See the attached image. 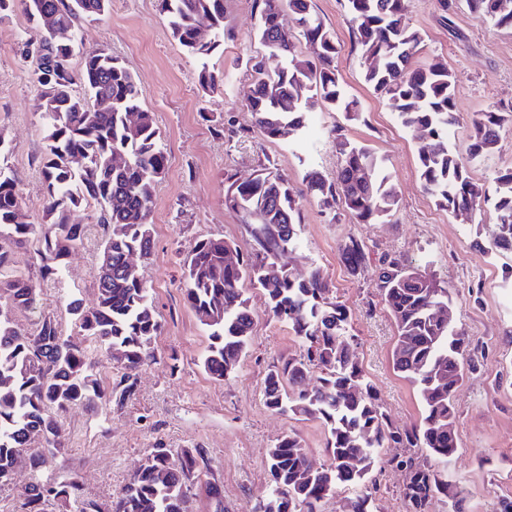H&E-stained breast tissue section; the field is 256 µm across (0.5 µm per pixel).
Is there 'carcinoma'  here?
I'll return each mask as SVG.
<instances>
[{"label": "carcinoma", "mask_w": 512, "mask_h": 512, "mask_svg": "<svg viewBox=\"0 0 512 512\" xmlns=\"http://www.w3.org/2000/svg\"><path fill=\"white\" fill-rule=\"evenodd\" d=\"M24 5L32 34L22 40L21 57L34 66L40 89V117L48 129L42 174L46 189L44 221L36 224L22 209L18 181L0 163V239L16 245L34 239L44 246L40 275H59L65 259L84 242L85 226L71 224L73 207L92 201L101 228L97 303L85 308L68 303L82 335L124 370L123 385L104 387L86 349L64 336L56 317L44 313L28 333L12 316L36 307L38 289L15 265L13 253L0 246V487L12 483L16 469L38 471L63 452L60 416L69 408L104 402L124 405L134 394L136 371L154 360V341L162 325L150 289L139 271L127 265L132 254L153 249L150 214L153 190L167 170L157 141L153 115L142 108L143 92L133 73L112 53L96 48L82 53L81 67L70 65L71 47L41 38L48 28H67L77 37L78 23L104 15L110 0H0V19ZM469 9L500 27L512 28V0H465ZM172 37L187 53L203 58L224 42V0H159ZM255 38L262 53L248 59L254 87L247 100L255 127L271 141L298 134L305 116L321 106L342 112L349 121L361 114L339 78L340 45L334 32L311 10L310 0H253ZM355 44L363 59L364 80L383 96L401 124L422 142L418 165L424 189L455 216L473 219L494 214L493 245L512 251V168L499 171L493 184L474 180L448 145V128L457 121L454 78L437 66L412 69L420 33L405 21L403 0H347ZM296 16L299 37L316 45L309 60L281 28L284 11ZM210 30L203 40L198 30ZM279 59V71H263L267 56ZM108 106L98 105L99 100ZM512 123V105H493L472 121L468 154L490 158L501 130ZM341 158L336 176L314 169L303 177L307 196L326 209L347 210L358 224L388 217L398 195L384 173L383 161L366 145L336 137ZM224 202L250 233L252 256L243 260L224 238L199 241L184 260V300L207 332L202 365L216 380L232 374L245 354L253 329V312L244 282L263 291L269 315L288 325L302 351L271 366L265 378V404L288 416L321 421L327 428L330 463L314 468L298 437L288 433L268 451L271 492L252 512H322L326 499L341 487L373 479L381 450L401 448L391 466L405 473L402 496L407 512H426L442 494L456 508L458 491L445 467L457 452L453 392L465 370L477 368L470 340L448 321L450 288L399 255H382L372 270L378 295L397 329L393 368L416 389L423 408L419 425L393 426L365 379L349 334L351 309L328 297L318 269L294 277L277 262L294 251L301 238L300 196L288 180L268 168L248 181L225 178ZM355 275L368 270L365 246L355 238L341 245ZM313 368L323 376L317 385L302 382ZM292 386L287 390L286 386ZM418 448L422 457L415 456ZM202 448L150 449L110 512H192L190 484L209 470ZM22 512H44L52 500L75 504L77 512H102L84 495L69 471L51 483L38 479L22 488ZM344 512H376L369 494L347 500Z\"/></svg>", "instance_id": "carcinoma-1"}]
</instances>
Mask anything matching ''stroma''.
Here are the masks:
<instances>
[{
	"label": "stroma",
	"mask_w": 512,
	"mask_h": 512,
	"mask_svg": "<svg viewBox=\"0 0 512 512\" xmlns=\"http://www.w3.org/2000/svg\"><path fill=\"white\" fill-rule=\"evenodd\" d=\"M312 7L341 45L340 80L362 112L348 121L334 108L316 110L297 136L274 142L245 108L252 90L246 61L261 50L254 37L253 0H224L230 36L204 62L174 41L158 0H111L100 19L81 21L82 50L108 48L136 76L142 106L154 115L168 159L153 196L155 247L136 260L164 329L154 342V361L139 371L135 394L123 408L79 406L63 415L67 453L35 475L42 481H52L63 468L77 471L86 496L106 507L150 448H203L210 471L191 489L193 512L214 510L204 491L208 481L222 487L224 512H251L268 495V451L283 434H296L316 464L328 463V433L320 421L291 419L264 403L268 370L300 351L293 331L268 315L261 290L245 287L254 315L252 340L228 378L212 379L201 367L205 329L183 300V261L198 241L210 237L230 241L242 256L253 252L250 235L224 205L226 174L245 181L268 166L303 193L307 169L335 176L341 134L383 158L398 208L387 219L357 224L345 212L304 202L301 245L279 261L298 277L321 269L334 296L352 310L351 333L363 372L400 427L418 423L421 406L414 388L393 369L395 323L370 275L352 274L340 247L356 238L370 265H378L383 254H397L448 284L454 318L483 354L478 369L454 391L458 450L448 478L460 493L461 512H500L502 500L512 498V254L491 246L492 212L466 223L424 190L417 142L364 81L346 0H312ZM405 17L423 37L412 66L440 64L455 77L459 122L450 144L465 153L473 116L494 104H512V30L471 13L465 0L448 23L435 0H405ZM28 26L20 8L0 20V137L19 180L22 207L38 221L45 204L40 162L47 139L33 67L19 53ZM204 65L219 83L210 95L198 84ZM70 221L85 225L83 245L66 259L58 277L42 284L38 307L16 312L15 319L32 332L42 313L52 312L63 334L76 341L79 329L67 304L76 298L89 307L96 300L101 230L89 205L72 209ZM35 476L20 469L14 485L0 488V512H19V489Z\"/></svg>",
	"instance_id": "35a3bbf8"
}]
</instances>
